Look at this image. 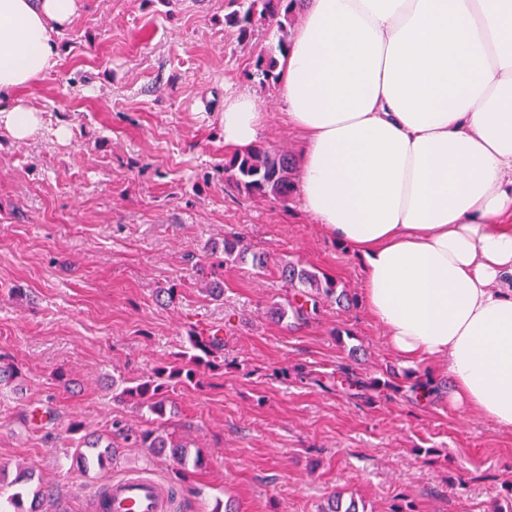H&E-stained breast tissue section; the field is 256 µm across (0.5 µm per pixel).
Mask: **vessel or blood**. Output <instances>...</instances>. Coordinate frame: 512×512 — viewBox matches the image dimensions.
<instances>
[{
    "label": "vessel or blood",
    "instance_id": "vessel-or-blood-1",
    "mask_svg": "<svg viewBox=\"0 0 512 512\" xmlns=\"http://www.w3.org/2000/svg\"><path fill=\"white\" fill-rule=\"evenodd\" d=\"M112 503V512H173L172 490L152 478L137 474L108 482L103 490Z\"/></svg>",
    "mask_w": 512,
    "mask_h": 512
}]
</instances>
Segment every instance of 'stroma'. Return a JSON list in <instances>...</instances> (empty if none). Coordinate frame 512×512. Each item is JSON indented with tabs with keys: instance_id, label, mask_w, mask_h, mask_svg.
<instances>
[{
	"instance_id": "stroma-1",
	"label": "stroma",
	"mask_w": 512,
	"mask_h": 512,
	"mask_svg": "<svg viewBox=\"0 0 512 512\" xmlns=\"http://www.w3.org/2000/svg\"><path fill=\"white\" fill-rule=\"evenodd\" d=\"M228 11V0H86L59 65L18 94L39 111L41 135L0 132V358L19 370L0 391V494L47 486L41 512H89L102 484L142 469L178 488L180 512H319L337 490L366 512L512 503V430L449 402L444 360L409 363L388 347L363 305L359 263L298 196H249L229 181V91H254L260 145L295 154L301 139L277 82L255 69L278 44L276 25L241 42ZM61 125L68 141L53 135ZM234 234L249 253L335 278L350 306L329 300L306 323L277 320L293 290L276 273L207 257ZM213 281L223 299L206 293ZM170 286L174 298L158 301ZM218 328L223 368L170 392L171 427L202 466L182 479L172 459L121 446L104 468H82V433L147 427L113 402L112 381L139 379L190 334ZM411 370L438 396L415 401L403 388ZM348 372L401 389L360 397ZM75 422L82 432H70Z\"/></svg>"
}]
</instances>
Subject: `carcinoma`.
Returning <instances> with one entry per match:
<instances>
[{
  "instance_id": "1",
  "label": "carcinoma",
  "mask_w": 512,
  "mask_h": 512,
  "mask_svg": "<svg viewBox=\"0 0 512 512\" xmlns=\"http://www.w3.org/2000/svg\"><path fill=\"white\" fill-rule=\"evenodd\" d=\"M237 9L224 16L225 25L235 29L237 39L246 41L255 25L262 21H274L281 32L278 50L267 49L257 55L255 68L257 75L265 80L278 79L275 73L278 59L276 52L284 51L287 37L292 35L291 28L297 15L300 0H231ZM296 162L286 151H275L263 146H254L247 151L232 156L224 164L236 188L248 195L273 196L286 199L296 192ZM247 249L241 246L237 236L224 238V259L235 261L241 258ZM274 268L280 278L296 288V293L286 304L275 308L277 318L283 320L293 316L305 320L318 312L323 299H346L344 292L336 293L337 283L328 278L322 279L308 268L293 262L279 261ZM221 339L215 336L188 337V351L177 360L157 366L139 379L131 382L112 383V399L118 403L131 404L148 415V421L155 427L132 435L120 428L117 435L124 440H134L140 448L148 449L154 456L165 454L173 459L179 473L187 475L190 469L198 466V458L191 457L187 441L176 437L166 429L167 393L169 390L189 388L199 382V376L205 369H214L216 351ZM112 433H92L82 437L77 457L83 467H104L112 460ZM321 512H359L355 501L343 503L342 494L337 492L329 498V507Z\"/></svg>"
}]
</instances>
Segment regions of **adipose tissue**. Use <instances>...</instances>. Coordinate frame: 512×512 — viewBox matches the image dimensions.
I'll use <instances>...</instances> for the list:
<instances>
[{
	"mask_svg": "<svg viewBox=\"0 0 512 512\" xmlns=\"http://www.w3.org/2000/svg\"><path fill=\"white\" fill-rule=\"evenodd\" d=\"M84 0H0V128L38 136L16 92L54 69ZM279 58L303 138V210L349 245L362 300L405 360L445 359L453 402L512 429V0H305ZM224 147L265 114L229 92Z\"/></svg>",
	"mask_w": 512,
	"mask_h": 512,
	"instance_id": "ef3b65f1",
	"label": "adipose tissue"
}]
</instances>
